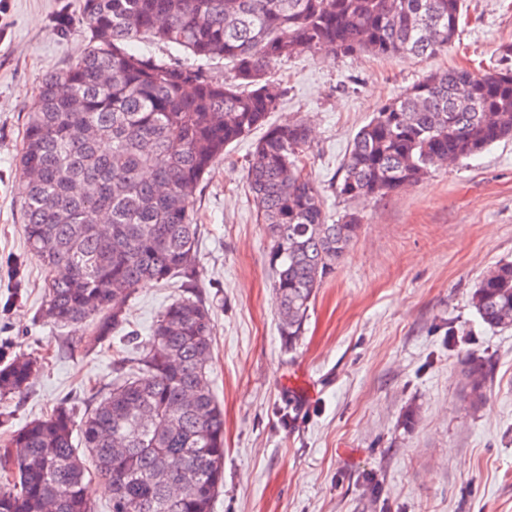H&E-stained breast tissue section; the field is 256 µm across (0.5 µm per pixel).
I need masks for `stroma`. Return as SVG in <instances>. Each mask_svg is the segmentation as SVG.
I'll use <instances>...</instances> for the list:
<instances>
[{
    "mask_svg": "<svg viewBox=\"0 0 512 512\" xmlns=\"http://www.w3.org/2000/svg\"><path fill=\"white\" fill-rule=\"evenodd\" d=\"M81 0H0V359L38 358L27 390L0 400V442L63 402L88 407L118 377L124 346L68 345L37 321L45 270L26 245L15 181L41 80L88 43ZM67 8L71 25L55 17ZM469 24L447 51L395 60L298 53L276 63L286 90L268 121L306 122V171L330 220L361 230L317 289L295 348L280 336L270 240L246 181L256 135L230 145L196 194L201 275L212 310L207 382L224 408V487L214 512H512V328L470 306L481 277L512 261V140L431 170L418 185L347 204L331 183L352 139L385 102L431 72L482 73L512 46V0H467ZM27 286L16 295V266ZM180 294L144 284L130 305L139 337ZM488 373L473 404L465 373Z\"/></svg>",
    "mask_w": 512,
    "mask_h": 512,
    "instance_id": "stroma-1",
    "label": "stroma"
}]
</instances>
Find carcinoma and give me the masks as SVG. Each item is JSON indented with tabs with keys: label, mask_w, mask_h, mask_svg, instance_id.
<instances>
[{
	"label": "carcinoma",
	"mask_w": 512,
	"mask_h": 512,
	"mask_svg": "<svg viewBox=\"0 0 512 512\" xmlns=\"http://www.w3.org/2000/svg\"><path fill=\"white\" fill-rule=\"evenodd\" d=\"M464 0H83V57L40 83L18 154L28 250L47 272L42 317L88 349L131 347L125 376L79 413L66 403L0 448V512H94L79 450L112 488L110 512H213L224 484V410L204 382L212 315L195 294L199 224L192 201L231 144L262 128L247 161L266 225L280 334L302 339L317 288L357 238L358 216L327 223L305 171L310 131L269 125L285 95L269 78L296 53L432 57L459 37ZM143 37L233 72L137 54ZM512 138V67L434 72L382 104L354 136L334 182L347 202L418 184L440 158ZM181 279L150 339L135 345L125 303L147 281ZM490 328L512 327V263L471 294ZM40 362H0V397L26 391ZM485 397L477 367L466 374Z\"/></svg>",
	"instance_id": "obj_1"
}]
</instances>
